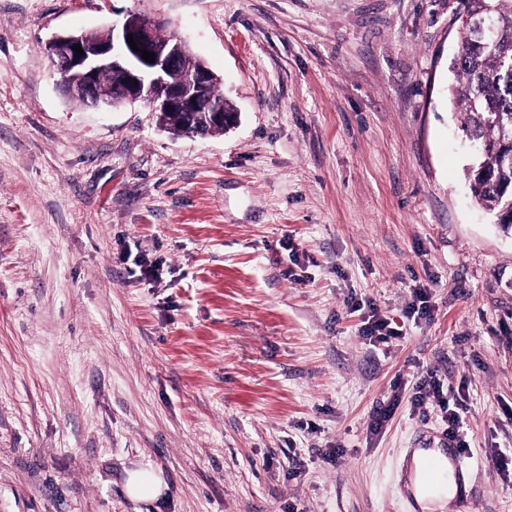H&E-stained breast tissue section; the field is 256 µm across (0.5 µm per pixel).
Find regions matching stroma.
Listing matches in <instances>:
<instances>
[{
    "label": "stroma",
    "mask_w": 512,
    "mask_h": 512,
    "mask_svg": "<svg viewBox=\"0 0 512 512\" xmlns=\"http://www.w3.org/2000/svg\"><path fill=\"white\" fill-rule=\"evenodd\" d=\"M455 7L0 0V512H422L426 375L467 410L474 512H512V233L465 178ZM130 13L236 126L64 94L49 39ZM139 466L160 499L128 496Z\"/></svg>",
    "instance_id": "stroma-1"
}]
</instances>
